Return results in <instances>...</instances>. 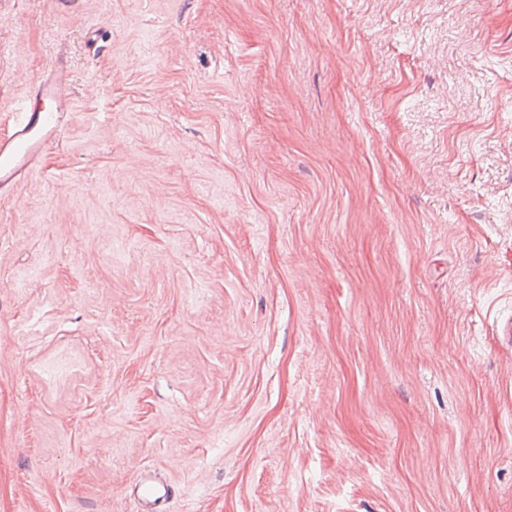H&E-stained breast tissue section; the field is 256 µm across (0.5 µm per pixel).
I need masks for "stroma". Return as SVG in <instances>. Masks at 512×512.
<instances>
[{"label":"stroma","instance_id":"stroma-1","mask_svg":"<svg viewBox=\"0 0 512 512\" xmlns=\"http://www.w3.org/2000/svg\"><path fill=\"white\" fill-rule=\"evenodd\" d=\"M0 512H512V0H0ZM69 80L63 67L51 69L29 90V97L49 98L54 108L35 110L25 106L15 117L9 132L0 135V192L11 189L31 173L71 116V104L62 93ZM130 493L137 506L134 512H161L163 505L172 498L173 489L144 471L131 483Z\"/></svg>","mask_w":512,"mask_h":512}]
</instances>
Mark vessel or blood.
<instances>
[{
    "label": "vessel or blood",
    "instance_id": "b4317fda",
    "mask_svg": "<svg viewBox=\"0 0 512 512\" xmlns=\"http://www.w3.org/2000/svg\"><path fill=\"white\" fill-rule=\"evenodd\" d=\"M69 79L64 68L51 69L29 90L34 98L53 100L49 110L23 107L16 112L6 135H0V192L11 189L23 176L31 173L67 123L72 109L62 87ZM130 493L135 512H161L173 496L172 487L142 472L131 483Z\"/></svg>",
    "mask_w": 512,
    "mask_h": 512
}]
</instances>
